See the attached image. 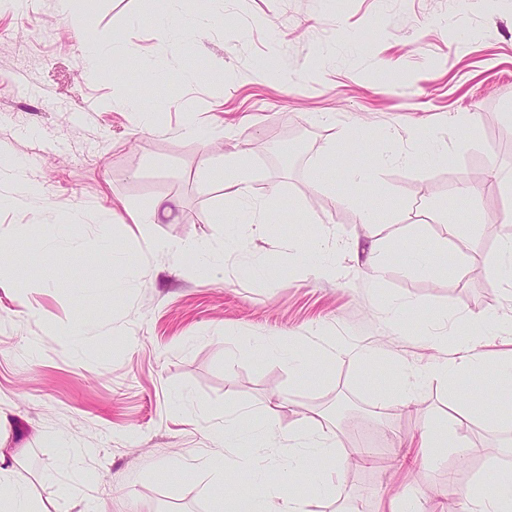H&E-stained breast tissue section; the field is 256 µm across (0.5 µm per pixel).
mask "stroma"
<instances>
[{
	"instance_id": "stroma-1",
	"label": "stroma",
	"mask_w": 512,
	"mask_h": 512,
	"mask_svg": "<svg viewBox=\"0 0 512 512\" xmlns=\"http://www.w3.org/2000/svg\"><path fill=\"white\" fill-rule=\"evenodd\" d=\"M84 17L58 0H0V447L19 452L33 496L51 512H226L208 463L265 448H225L212 425L224 414L273 417L289 435L343 397L358 415L333 422L350 462L336 489L310 486L307 512H382L403 489L426 512H458L449 482L512 473V428L468 408L498 393L479 372L466 385L432 382L415 406L397 395L395 362L426 371L448 357L478 317L503 332L480 350L512 351V285L494 271L512 212V0H224L203 34L159 40L153 0H85ZM133 47L124 60H84L88 43ZM146 96L152 128L126 105ZM474 116L465 126L461 117ZM209 131L185 136L186 124ZM446 143L429 153L426 138ZM335 148L342 165L396 154L375 181L317 187ZM240 153L268 206L264 231L230 224L214 170ZM24 165L43 191L18 190ZM479 180L480 195L458 194ZM387 200L378 226L356 204ZM168 198L172 218L135 224ZM116 215L101 227L102 211ZM479 220L448 244L439 266L414 271L417 242ZM238 244L212 275L161 241ZM390 237V269L374 280V236ZM335 242L340 276L305 269L316 243ZM124 255L102 263L98 246ZM120 287H98L101 277ZM96 322L77 344L78 318ZM291 336L306 378L252 342ZM370 349L367 369L322 365L334 339ZM452 424L466 452L443 448L434 467L404 461L410 438ZM83 449L78 462L68 455Z\"/></svg>"
}]
</instances>
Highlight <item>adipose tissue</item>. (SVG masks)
<instances>
[{
	"mask_svg": "<svg viewBox=\"0 0 512 512\" xmlns=\"http://www.w3.org/2000/svg\"><path fill=\"white\" fill-rule=\"evenodd\" d=\"M224 183V201L230 204L232 211L241 222L254 221V208L249 202L248 186L252 178V167L236 153L224 156V162L218 168ZM473 334L457 336L455 356L448 363L436 366L428 375L418 374L406 363H398L397 372L402 378V397L407 405H414L420 389L428 380L441 382L454 380L465 383L474 371L491 373L497 381L512 387V359H503L494 363L487 362L474 347V334H486L489 325L485 319L473 321ZM278 401H269L263 418L251 419L248 426H241L240 414L225 415L223 423L217 425L214 432L223 438L225 444L236 447L245 443L258 448H274L278 445V434L272 422V416L278 408ZM291 468L296 475L294 490L288 495L276 494L265 476V468L252 464L249 459H240L228 468L217 467L212 471L215 483H224L235 487L237 471H246L248 482L245 490L251 501V512H303L301 495L310 479L321 471L323 462H334L336 469H343L346 459L336 444V436L331 427L316 421L300 429L291 439L288 448ZM12 484V492L0 494V512H49L45 506L35 503L28 495V480L22 474L16 456L6 455L0 450V481ZM461 501L468 504L469 512H512V478H504L484 488L477 483L467 486L460 495Z\"/></svg>",
	"mask_w": 512,
	"mask_h": 512,
	"instance_id": "adipose-tissue-1",
	"label": "adipose tissue"
}]
</instances>
